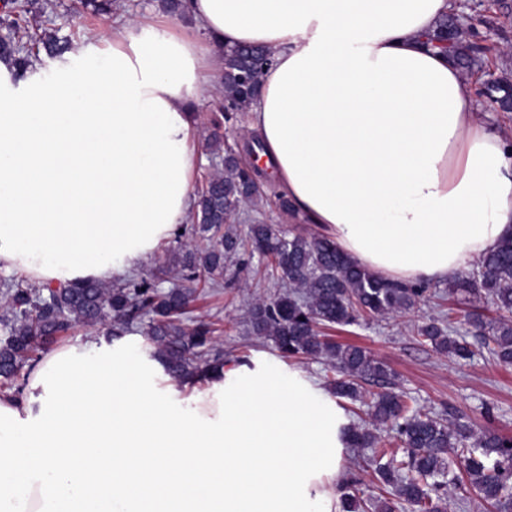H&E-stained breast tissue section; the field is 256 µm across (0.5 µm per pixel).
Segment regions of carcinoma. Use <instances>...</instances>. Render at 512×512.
I'll list each match as a JSON object with an SVG mask.
<instances>
[{
  "instance_id": "1",
  "label": "carcinoma",
  "mask_w": 512,
  "mask_h": 512,
  "mask_svg": "<svg viewBox=\"0 0 512 512\" xmlns=\"http://www.w3.org/2000/svg\"><path fill=\"white\" fill-rule=\"evenodd\" d=\"M32 8V0H11L9 13L15 19L8 23V35L0 37V57L12 61L19 72L42 51L59 57L69 49L68 41L19 24L18 18ZM433 41L466 71L479 67L480 58L471 46L448 37V23ZM272 64L273 56L263 46L224 48V96L215 105L217 112L228 119L246 111ZM210 146L213 153L224 154V167L198 192L195 223L176 233L180 252L172 263L122 285L85 281L39 289L13 277L0 279L6 301L0 316V391L20 390L38 360L35 338L55 339L78 323L96 327L109 322L114 336L142 325L155 345L154 357L174 379L202 376L224 365L211 325H187L182 315L198 289L224 287L227 262L236 259L246 265L240 258L245 242L234 224L259 205L260 172L245 166L234 149L225 148L216 131ZM247 243L251 253L269 260L274 284L285 289L251 306L250 333L271 342L285 357L324 360L335 373L329 388L341 398L361 400L362 381L383 383V390L366 403L367 420L350 428L348 441L352 448L372 449L374 460H386L375 468L374 479L389 489V496L365 503L360 497L363 481L353 475L341 486L344 512H399L406 505L415 512H447L453 469L497 512H512V437L489 427L479 429L451 413L445 419L425 409L398 390L394 372L364 348L323 334L328 327L405 313L427 288L378 278L324 235L287 237L271 224L256 222L248 225ZM172 279L176 283L171 287H160ZM449 288L464 296L484 295L496 305L498 319L487 323L477 315L473 326L490 359L512 364V236ZM453 332L452 321L443 317L417 328L418 336L436 351L462 360L473 357L470 345L451 336Z\"/></svg>"
}]
</instances>
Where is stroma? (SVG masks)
Returning a JSON list of instances; mask_svg holds the SVG:
<instances>
[{
    "mask_svg": "<svg viewBox=\"0 0 512 512\" xmlns=\"http://www.w3.org/2000/svg\"><path fill=\"white\" fill-rule=\"evenodd\" d=\"M45 12L27 15L29 28L44 29L71 41L79 48L85 37L108 28L113 19L162 13V0H112V12L102 17L83 12L79 0H46ZM487 25L465 30V42L477 46L488 59L497 78L512 82V0H469ZM223 96L215 90L192 115L196 129L195 152L200 175H207L220 164L209 148L214 103ZM277 292L263 279L256 267L244 268L229 263L224 286L218 293L193 302L186 321L202 319L215 324L224 360L234 363L258 351L271 352V343L246 333L248 310L255 299H268ZM478 313L484 321L497 316L484 299H465L449 293L447 284L430 285L425 298L411 311L389 318L375 319L366 326L330 329L331 338L364 347L395 373L396 383L420 399L425 406L449 408L477 424H490L498 433L512 436V366L506 367L478 356L464 362L439 354L416 338V328L430 319L449 314L456 318L455 329L465 334L466 316Z\"/></svg>",
    "mask_w": 512,
    "mask_h": 512,
    "instance_id": "obj_1",
    "label": "stroma"
}]
</instances>
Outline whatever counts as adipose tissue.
I'll return each instance as SVG.
<instances>
[{
  "instance_id": "obj_1",
  "label": "adipose tissue",
  "mask_w": 512,
  "mask_h": 512,
  "mask_svg": "<svg viewBox=\"0 0 512 512\" xmlns=\"http://www.w3.org/2000/svg\"><path fill=\"white\" fill-rule=\"evenodd\" d=\"M458 0H189L50 74L0 63V270L112 282L189 223L192 113L223 50L274 62L247 128L277 187L385 280L444 282L512 234V138L431 39ZM350 419L258 352L173 380L132 336L47 352L0 395V512H342Z\"/></svg>"
}]
</instances>
